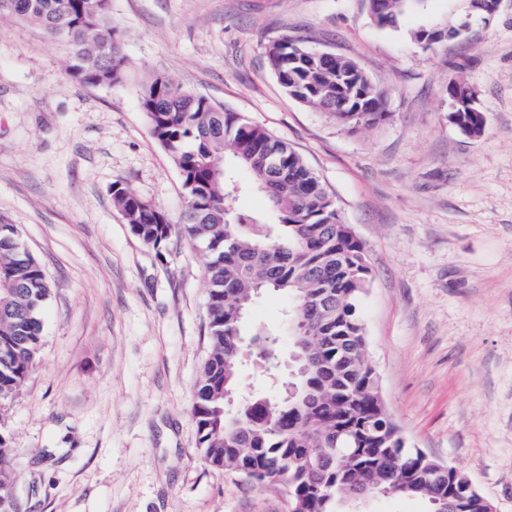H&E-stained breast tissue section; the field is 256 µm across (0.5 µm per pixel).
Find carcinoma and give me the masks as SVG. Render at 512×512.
Segmentation results:
<instances>
[{"instance_id": "carcinoma-1", "label": "carcinoma", "mask_w": 512, "mask_h": 512, "mask_svg": "<svg viewBox=\"0 0 512 512\" xmlns=\"http://www.w3.org/2000/svg\"><path fill=\"white\" fill-rule=\"evenodd\" d=\"M373 17L381 28L422 0H389ZM110 0H0V16L40 27L71 48L69 76L83 84L112 86L127 77L117 28L108 18ZM279 84L289 98L312 106L350 130L371 128L387 113L358 112L355 99L383 106L372 81L351 78L357 64L345 57L325 59L320 51L284 34L266 46ZM140 102L151 134L176 165L186 194L178 225L181 235L208 253L205 268L210 351L190 411L206 463L259 483L287 489L295 512H347L351 488L379 495L393 482L405 495L439 512L448 482L438 480V461L403 443L383 400L375 398V370L366 349L360 301L370 268L366 254L342 224L336 204L316 174L288 143L239 113L186 90L174 76L157 73L141 85ZM247 171L241 180L236 169ZM262 192L270 212L254 213L237 202ZM112 204L132 232L157 250L167 247L173 225L164 212L124 182L111 188ZM272 290L299 306L329 296L325 309L305 312L309 350L329 373L321 382L298 377L299 393L289 399L270 380L269 391L227 413L225 392L237 388L242 339L260 336L274 351L282 331L258 326L249 331L236 306L251 305ZM51 286L40 262L22 244L15 224L0 222V403L10 399L36 367L42 346L40 312ZM14 449L0 434V512H18L13 497Z\"/></svg>"}]
</instances>
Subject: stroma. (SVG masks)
Listing matches in <instances>:
<instances>
[{
	"label": "stroma",
	"mask_w": 512,
	"mask_h": 512,
	"mask_svg": "<svg viewBox=\"0 0 512 512\" xmlns=\"http://www.w3.org/2000/svg\"><path fill=\"white\" fill-rule=\"evenodd\" d=\"M463 5L425 0L381 28L368 0H111L128 70L112 87L71 80L65 43L0 17V218L52 283L39 362L0 410L20 512L293 510L284 487L201 457L205 252L176 234L157 251L112 205L121 180L171 224L185 206L140 106L153 73L302 155L365 250L367 352L401 433L512 512V0L437 51L408 36ZM282 34L355 61L386 118L351 131L290 99L265 54ZM455 81L480 137L448 120Z\"/></svg>",
	"instance_id": "1"
}]
</instances>
